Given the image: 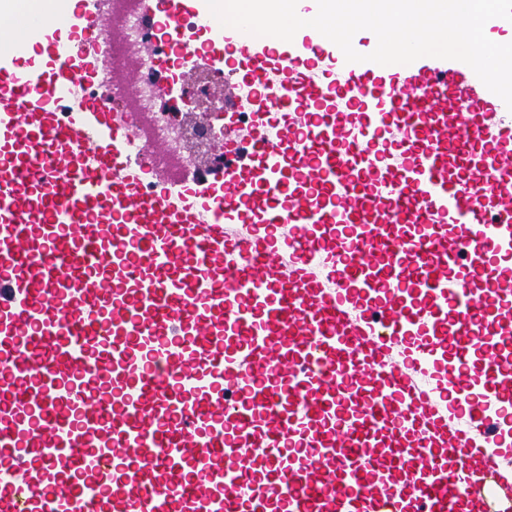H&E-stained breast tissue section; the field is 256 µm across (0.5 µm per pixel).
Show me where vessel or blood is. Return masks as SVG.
<instances>
[{"label": "vessel or blood", "instance_id": "obj_1", "mask_svg": "<svg viewBox=\"0 0 512 512\" xmlns=\"http://www.w3.org/2000/svg\"><path fill=\"white\" fill-rule=\"evenodd\" d=\"M38 2L0 0V512H512L503 100L206 0ZM195 65L204 177L110 103Z\"/></svg>", "mask_w": 512, "mask_h": 512}]
</instances>
